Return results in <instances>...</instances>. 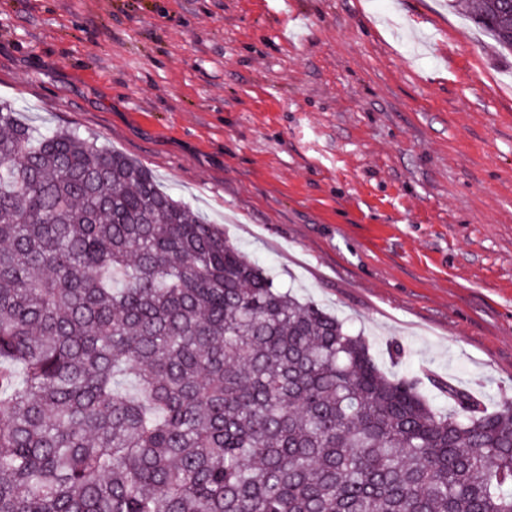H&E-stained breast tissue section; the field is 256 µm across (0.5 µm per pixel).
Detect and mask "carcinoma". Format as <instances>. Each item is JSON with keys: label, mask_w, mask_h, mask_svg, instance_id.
I'll return each mask as SVG.
<instances>
[{"label": "carcinoma", "mask_w": 512, "mask_h": 512, "mask_svg": "<svg viewBox=\"0 0 512 512\" xmlns=\"http://www.w3.org/2000/svg\"><path fill=\"white\" fill-rule=\"evenodd\" d=\"M512 52L505 0H451ZM439 410L136 159L0 105V512H512V398Z\"/></svg>", "instance_id": "obj_1"}]
</instances>
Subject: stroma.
<instances>
[{"label":"stroma","instance_id":"1","mask_svg":"<svg viewBox=\"0 0 512 512\" xmlns=\"http://www.w3.org/2000/svg\"><path fill=\"white\" fill-rule=\"evenodd\" d=\"M0 103L139 160L388 374L512 396V53L448 0H0Z\"/></svg>","mask_w":512,"mask_h":512}]
</instances>
